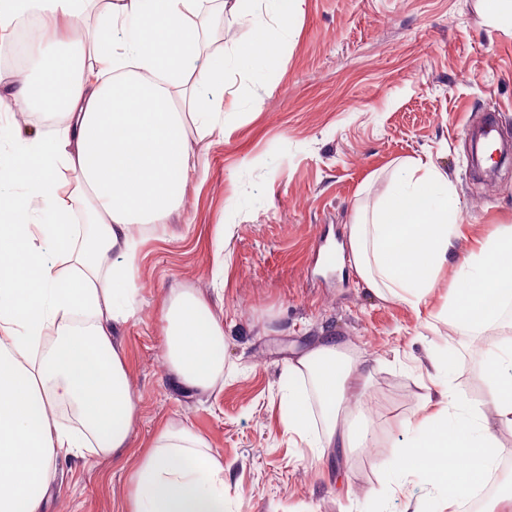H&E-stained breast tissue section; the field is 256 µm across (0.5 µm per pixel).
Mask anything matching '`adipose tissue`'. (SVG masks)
Returning <instances> with one entry per match:
<instances>
[{
  "label": "adipose tissue",
  "mask_w": 512,
  "mask_h": 512,
  "mask_svg": "<svg viewBox=\"0 0 512 512\" xmlns=\"http://www.w3.org/2000/svg\"><path fill=\"white\" fill-rule=\"evenodd\" d=\"M87 2L0 0V32L28 13L43 25L30 46L33 70L16 73L0 106L62 111L55 133L19 142L0 163V512H41L58 457L130 451L124 512H232L224 462L190 428L164 426L132 450L137 405L112 329L133 315L126 285L138 226L162 223L199 173L188 124L223 135L216 91H227L228 73L250 80L279 58L303 0H221L252 37L218 54L206 52L198 22L207 0H108L99 27L71 40L60 24ZM64 169L73 182L59 181ZM76 202L86 203L91 231L74 224ZM462 227L447 176L430 159H411L350 225L352 262L378 297L418 312L439 305L454 335L481 336L512 306V225L475 239L439 303ZM161 324L170 372L186 388H212L224 375V328L205 298L169 295ZM453 370L451 356L433 360L434 392L404 422L412 437L387 477L394 496L426 477L433 492L412 512H458L499 470L498 434L512 431V336L483 354L484 404L455 395ZM362 378L336 336L290 360L280 421L295 447L322 460L367 442ZM63 404L77 427L58 422Z\"/></svg>",
  "instance_id": "1"
}]
</instances>
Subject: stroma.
Wrapping results in <instances>:
<instances>
[{"label": "stroma", "instance_id": "1", "mask_svg": "<svg viewBox=\"0 0 512 512\" xmlns=\"http://www.w3.org/2000/svg\"><path fill=\"white\" fill-rule=\"evenodd\" d=\"M223 136L191 130L204 175L164 226H140L130 283L136 316L118 327L137 401L134 447L182 423L224 459L239 512H404L424 481L389 498L393 466L427 393L428 354L452 353L453 384L486 397L487 337L449 338L428 312L382 299L351 261L328 269L318 241L348 253V227L372 207L400 162L431 158L452 185L470 237L512 225V159L477 176L470 133L485 120L512 136V33L483 0H303L290 38L253 103L239 75ZM185 288L224 326V377L198 392L164 359L160 305ZM333 335L347 339L367 381L368 446L317 460L280 422L288 361ZM128 467L58 459L44 512H121Z\"/></svg>", "mask_w": 512, "mask_h": 512}]
</instances>
